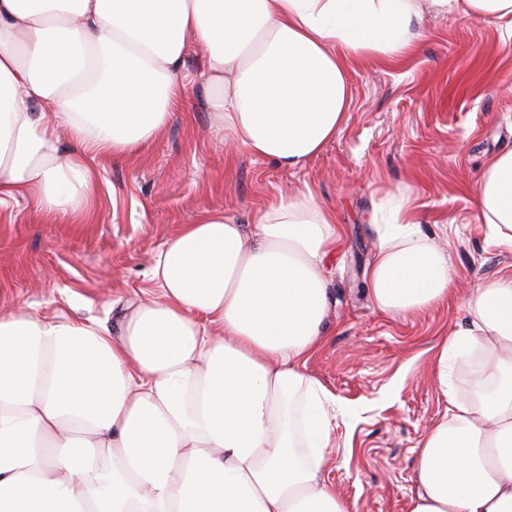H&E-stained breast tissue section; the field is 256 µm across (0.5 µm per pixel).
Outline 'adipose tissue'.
I'll return each instance as SVG.
<instances>
[{"mask_svg":"<svg viewBox=\"0 0 512 512\" xmlns=\"http://www.w3.org/2000/svg\"><path fill=\"white\" fill-rule=\"evenodd\" d=\"M420 0H0V209L30 198L73 217L95 158L137 157L204 51V106L226 146L303 168L340 131L347 58L401 59ZM512 27V0H430ZM72 141L60 149V133ZM477 206L512 247V152L488 157ZM374 305L447 302V256L404 199L368 214ZM341 234L311 191L239 219L204 211L155 256L116 329L0 310V512H348L323 476L337 403L305 370L330 304ZM433 379L445 412L416 448L408 512H512V269L474 288ZM483 353L474 387L448 356ZM474 371V364L467 357L453 363L451 376L456 390L465 393L472 389Z\"/></svg>","mask_w":512,"mask_h":512,"instance_id":"obj_1","label":"adipose tissue"}]
</instances>
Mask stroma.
<instances>
[{
    "instance_id": "35a3bbf8",
    "label": "stroma",
    "mask_w": 512,
    "mask_h": 512,
    "mask_svg": "<svg viewBox=\"0 0 512 512\" xmlns=\"http://www.w3.org/2000/svg\"><path fill=\"white\" fill-rule=\"evenodd\" d=\"M404 58L348 60L351 103L336 138L300 170L226 150L194 79L183 107L134 161L96 158L98 192L75 222L19 201L0 212V309L35 308L118 323L116 307L148 287L154 255L205 209L247 217L280 193L310 188L344 234L325 260V338L305 370L352 408L324 473L350 512H408L414 450L446 403L432 362L468 316L462 296L512 267L476 205L481 167L512 150V29L424 11ZM407 196L423 235L448 248L455 291L406 318L366 289L375 243L367 212Z\"/></svg>"
}]
</instances>
